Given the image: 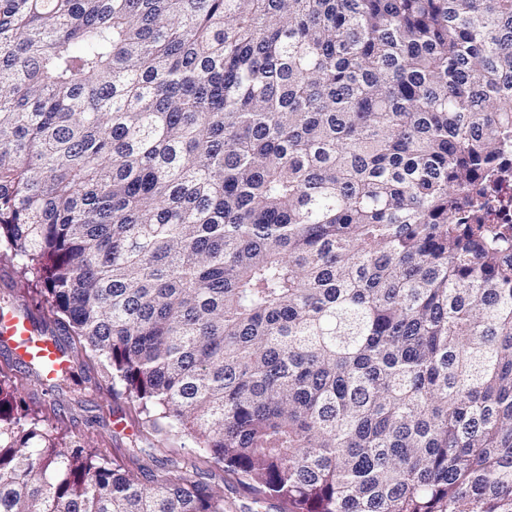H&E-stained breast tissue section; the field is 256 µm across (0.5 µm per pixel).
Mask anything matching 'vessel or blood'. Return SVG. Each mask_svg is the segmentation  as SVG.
<instances>
[{
	"mask_svg": "<svg viewBox=\"0 0 512 512\" xmlns=\"http://www.w3.org/2000/svg\"><path fill=\"white\" fill-rule=\"evenodd\" d=\"M0 342L10 347L17 361L39 364L45 379L68 365L58 340L40 331L28 315L0 310Z\"/></svg>",
	"mask_w": 512,
	"mask_h": 512,
	"instance_id": "b4317fda",
	"label": "vessel or blood"
}]
</instances>
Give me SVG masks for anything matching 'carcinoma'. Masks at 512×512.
Listing matches in <instances>:
<instances>
[{
    "instance_id": "obj_1",
    "label": "carcinoma",
    "mask_w": 512,
    "mask_h": 512,
    "mask_svg": "<svg viewBox=\"0 0 512 512\" xmlns=\"http://www.w3.org/2000/svg\"><path fill=\"white\" fill-rule=\"evenodd\" d=\"M512 0H0V253L156 442L281 512H512ZM0 378V512H232Z\"/></svg>"
}]
</instances>
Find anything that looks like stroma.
Instances as JSON below:
<instances>
[{
	"label": "stroma",
	"instance_id": "stroma-1",
	"mask_svg": "<svg viewBox=\"0 0 512 512\" xmlns=\"http://www.w3.org/2000/svg\"><path fill=\"white\" fill-rule=\"evenodd\" d=\"M0 306L27 311L38 321L47 313L46 307L29 295L27 283L18 277L10 261L1 256ZM0 373L17 384L18 396L24 405L50 417L53 424L62 425L66 445L95 448L109 457L137 450L141 465L149 471L162 474L181 469L192 481L223 492L237 512H252L253 497L247 488L208 464L194 462L197 449L190 438L181 437L168 445H157L138 420L132 403L105 388L102 369L86 358L70 355L68 379L57 388L52 382L25 373L11 350L0 345Z\"/></svg>",
	"mask_w": 512,
	"mask_h": 512
}]
</instances>
